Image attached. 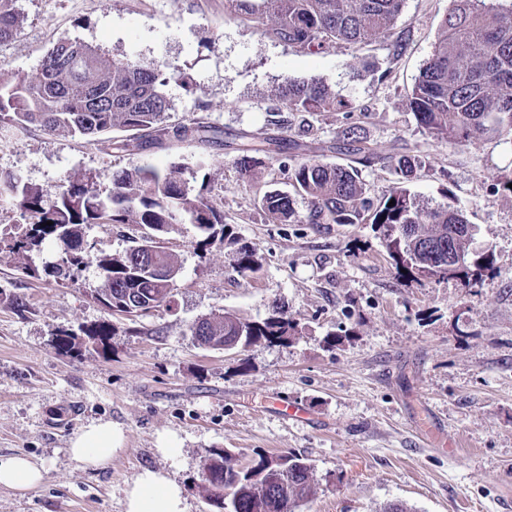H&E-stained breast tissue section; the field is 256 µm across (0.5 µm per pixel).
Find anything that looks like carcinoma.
Masks as SVG:
<instances>
[{"label":"carcinoma","instance_id":"carcinoma-1","mask_svg":"<svg viewBox=\"0 0 512 512\" xmlns=\"http://www.w3.org/2000/svg\"><path fill=\"white\" fill-rule=\"evenodd\" d=\"M433 53L408 98L420 127L432 138L462 144L474 139L512 136V8L494 0H453ZM249 16L261 35L299 52L317 55L340 42L363 45L387 36L404 0H228ZM17 0H0V43L18 31ZM180 83L194 93L200 87L185 72L170 73L157 61L109 57L95 47L60 40L41 59L36 76H0V123L34 125L44 130L104 142L125 151L126 141L107 137L114 129L134 133L136 147L146 149L180 138L187 131L166 123L172 102L166 88ZM275 112L307 118L318 112H351L353 104L318 81L285 80L274 92ZM299 147L278 135L245 133L237 143L238 162L250 173L265 157L288 158ZM336 149L350 163L327 164L310 157L290 169L295 192L307 200L301 214L294 199L278 189L263 192L259 206L276 224H372L381 233L398 269L427 280L456 278L480 288L492 271V254L475 241V226L459 208L423 203L410 189L420 167L414 156L381 154L364 141L358 127L342 129ZM385 160L397 183L376 202L360 165ZM203 164L192 168L173 161L164 169L133 166L112 174V191L104 197L90 175L66 176L52 189L0 172V198L25 217L20 232L0 231V254L23 258L48 239L64 243L61 263L48 273L71 278L93 263L101 284L92 299L129 320L169 304L180 267L165 246L177 224H193L200 235L194 250L203 258L224 243V213L205 195L208 176L192 183ZM395 205L388 206L390 201ZM138 224L144 232L134 245L116 254H96L85 239L93 225ZM462 265L448 266V251ZM235 271L249 277L259 271L255 252L239 251ZM294 325L273 309L261 322L224 313L199 319L191 335L202 346L224 348L226 338L246 337L244 346L285 341ZM288 467V483L271 482L273 468ZM310 466L293 455H262L241 469L224 449L210 453L195 490L216 512H299L312 495Z\"/></svg>","mask_w":512,"mask_h":512}]
</instances>
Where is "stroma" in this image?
Listing matches in <instances>:
<instances>
[{
  "label": "stroma",
  "mask_w": 512,
  "mask_h": 512,
  "mask_svg": "<svg viewBox=\"0 0 512 512\" xmlns=\"http://www.w3.org/2000/svg\"><path fill=\"white\" fill-rule=\"evenodd\" d=\"M452 5L405 0L393 36L312 56L263 37L225 0H19L20 29L0 43V75L35 76L61 39L157 60L201 88L192 95L170 83L168 125L200 121L223 142L111 151L6 124L0 170L44 188L91 174L105 190L116 170L202 162L229 233L201 257L196 227L178 225L166 242L181 267L171 303L133 321L87 296L100 283L95 266L73 281L44 274L63 243L25 260L0 257V456H28L47 472L35 489L0 488V512H125L124 491L145 467L183 484L189 512H211L195 486L216 448L238 464L259 453L306 458L315 494L305 512H383L390 503L512 512V194L497 185L512 177V143L435 140L406 106ZM288 78L323 80L354 110L310 116L303 134L283 129L299 148L285 163L264 159L249 178L234 144L241 132L269 129L273 93ZM352 124L382 154L419 158L412 190L420 199L466 213L494 254L482 288L404 274L372 225L275 224L256 206L267 188L291 191L288 163H348L329 145ZM243 247L260 264L248 279L235 271ZM276 305L295 325L284 343L224 352L199 346L189 331L224 312L261 321ZM103 322L106 344L84 336ZM64 331L75 336L69 353L57 346ZM286 399L310 421L282 419L277 404ZM433 416L442 432L424 430ZM99 420L120 426L123 449L107 468H81L69 441ZM166 438L177 441V458L160 454Z\"/></svg>",
  "instance_id": "stroma-1"
}]
</instances>
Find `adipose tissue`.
Returning a JSON list of instances; mask_svg holds the SVG:
<instances>
[{
  "label": "adipose tissue",
  "instance_id": "1",
  "mask_svg": "<svg viewBox=\"0 0 512 512\" xmlns=\"http://www.w3.org/2000/svg\"><path fill=\"white\" fill-rule=\"evenodd\" d=\"M123 441L119 426L105 421L77 431L69 454L83 467L103 469L112 462ZM44 467L24 456L0 457V485L26 491L46 480ZM125 512H187L183 486L168 473L143 468L125 491Z\"/></svg>",
  "mask_w": 512,
  "mask_h": 512
}]
</instances>
